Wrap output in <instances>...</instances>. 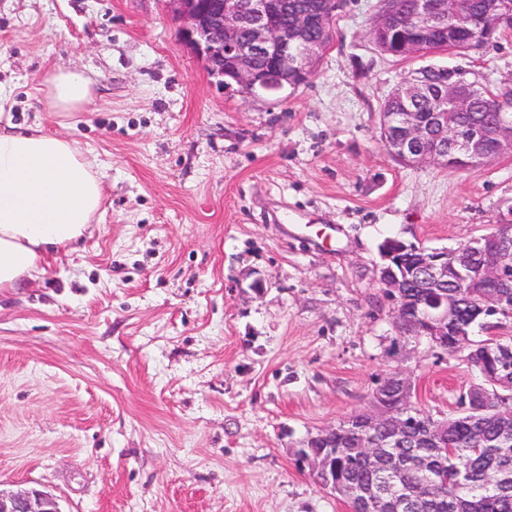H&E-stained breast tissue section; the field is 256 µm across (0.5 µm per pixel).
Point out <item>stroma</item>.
I'll return each mask as SVG.
<instances>
[{"label": "stroma", "instance_id": "obj_1", "mask_svg": "<svg viewBox=\"0 0 512 512\" xmlns=\"http://www.w3.org/2000/svg\"><path fill=\"white\" fill-rule=\"evenodd\" d=\"M377 0H346L317 73L287 97L221 85L168 0H0V110L75 140L105 190L92 235L0 291V489L62 512H347L295 465L307 437L410 371L441 419L476 384L465 352H392L388 236L459 247L512 223V156L406 165L384 146L396 59ZM464 67L512 76V34ZM93 100L59 119L46 71Z\"/></svg>", "mask_w": 512, "mask_h": 512}]
</instances>
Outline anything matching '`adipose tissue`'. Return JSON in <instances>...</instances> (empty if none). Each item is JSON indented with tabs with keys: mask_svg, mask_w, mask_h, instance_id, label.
<instances>
[{
	"mask_svg": "<svg viewBox=\"0 0 512 512\" xmlns=\"http://www.w3.org/2000/svg\"><path fill=\"white\" fill-rule=\"evenodd\" d=\"M45 84L49 108L63 116L92 97L76 70H54ZM103 200L99 173L73 141L0 113V290L34 278L47 252L91 233Z\"/></svg>",
	"mask_w": 512,
	"mask_h": 512,
	"instance_id": "obj_1",
	"label": "adipose tissue"
}]
</instances>
